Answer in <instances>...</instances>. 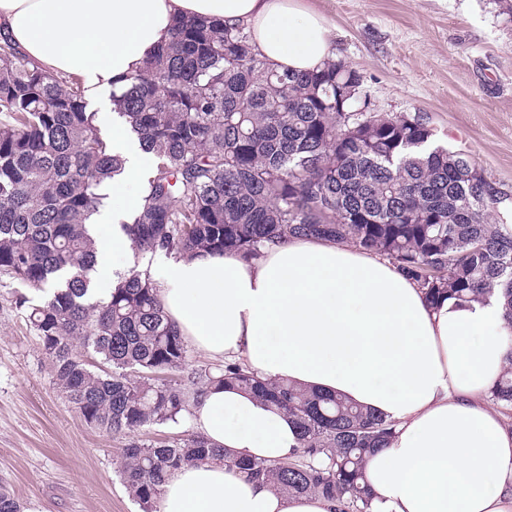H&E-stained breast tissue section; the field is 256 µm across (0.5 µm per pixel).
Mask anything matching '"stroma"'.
I'll use <instances>...</instances> for the list:
<instances>
[{
	"instance_id": "35a3bbf8",
	"label": "stroma",
	"mask_w": 512,
	"mask_h": 512,
	"mask_svg": "<svg viewBox=\"0 0 512 512\" xmlns=\"http://www.w3.org/2000/svg\"><path fill=\"white\" fill-rule=\"evenodd\" d=\"M381 112L424 115L512 197V17L498 0H306ZM0 274V482L24 512H141L119 472L124 437L58 390L19 294Z\"/></svg>"
}]
</instances>
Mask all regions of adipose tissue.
<instances>
[{
	"label": "adipose tissue",
	"instance_id": "1",
	"mask_svg": "<svg viewBox=\"0 0 512 512\" xmlns=\"http://www.w3.org/2000/svg\"><path fill=\"white\" fill-rule=\"evenodd\" d=\"M187 16L246 25L281 71H313L334 55L328 20L303 0H0V34L93 96L120 88ZM111 148L125 169L106 185L90 228L103 297L131 250L120 223L140 205L152 161L121 129ZM153 276L181 335L210 358L243 360L263 379L338 394L396 421L389 448L366 465L374 512H512V422L487 399L507 350L497 297L432 304L380 256L310 237L258 259L172 260ZM191 425L241 458L295 454L293 422L232 388L198 397ZM158 512H337V504L279 494L214 460L176 471Z\"/></svg>",
	"mask_w": 512,
	"mask_h": 512
}]
</instances>
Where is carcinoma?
<instances>
[{"instance_id": "carcinoma-1", "label": "carcinoma", "mask_w": 512, "mask_h": 512, "mask_svg": "<svg viewBox=\"0 0 512 512\" xmlns=\"http://www.w3.org/2000/svg\"><path fill=\"white\" fill-rule=\"evenodd\" d=\"M112 92V111L154 154L141 204L121 228L139 255L202 253L257 258L294 238L317 237L386 258L433 302L503 298L512 328V224L471 157L437 142L419 115L359 111L362 75L332 58L318 71H277L243 24L184 18ZM0 272L44 293L23 294L55 384L84 421L130 438L120 474L142 512H153L174 470L221 457L278 492L323 496L339 512H370L371 455L394 422L341 397L261 381L228 361L198 373L193 394L159 381L182 371L185 341L147 270L117 274L106 299H89L94 243L86 224L104 184L123 170L88 109L82 82L50 73L0 42ZM111 372L89 368L74 347ZM490 392L512 415V335ZM212 386L250 392L285 413L299 451L267 463L231 457L203 435L142 443V428L176 423ZM0 512H21L0 484Z\"/></svg>"}]
</instances>
